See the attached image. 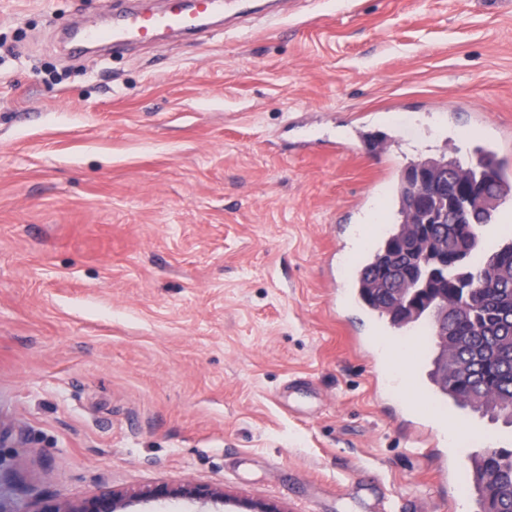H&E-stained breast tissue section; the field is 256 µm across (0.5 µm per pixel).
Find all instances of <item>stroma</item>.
Returning <instances> with one entry per match:
<instances>
[{
    "label": "stroma",
    "instance_id": "obj_1",
    "mask_svg": "<svg viewBox=\"0 0 512 512\" xmlns=\"http://www.w3.org/2000/svg\"><path fill=\"white\" fill-rule=\"evenodd\" d=\"M109 0H0V496L106 483L125 512H476L431 418L381 400L340 308L376 178L498 129L512 171V0H282V24L69 54ZM324 146L302 148L303 133ZM459 447L512 449L467 410ZM184 479L221 503L151 500Z\"/></svg>",
    "mask_w": 512,
    "mask_h": 512
}]
</instances>
